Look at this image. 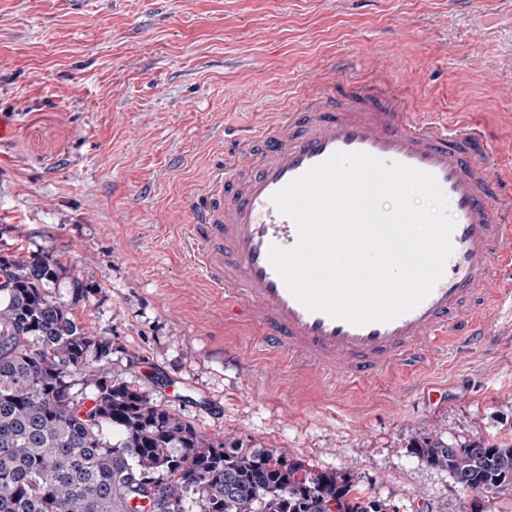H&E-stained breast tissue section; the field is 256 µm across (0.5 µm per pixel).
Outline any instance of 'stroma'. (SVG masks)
I'll return each mask as SVG.
<instances>
[{
	"label": "stroma",
	"instance_id": "stroma-1",
	"mask_svg": "<svg viewBox=\"0 0 512 512\" xmlns=\"http://www.w3.org/2000/svg\"><path fill=\"white\" fill-rule=\"evenodd\" d=\"M324 69L337 99L381 85L411 111L480 121L512 189V0H0V112L17 119L0 145V256H50L52 294L111 340L113 372L198 431L352 471L400 512H464L471 495L409 443L424 428L512 439L511 315L486 348H437L427 373L340 387L311 371L297 392L293 364L264 379L273 353L225 322L174 238L181 198L223 160L216 134ZM223 344L237 367L212 356Z\"/></svg>",
	"mask_w": 512,
	"mask_h": 512
}]
</instances>
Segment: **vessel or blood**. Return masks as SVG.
Here are the masks:
<instances>
[{
    "label": "vessel or blood",
    "instance_id": "1",
    "mask_svg": "<svg viewBox=\"0 0 512 512\" xmlns=\"http://www.w3.org/2000/svg\"><path fill=\"white\" fill-rule=\"evenodd\" d=\"M337 152L430 173L455 220L443 277L389 322L356 326L307 310L269 261L271 247L298 243L274 195ZM183 205L191 216L190 263L291 361L341 380L386 374L401 362L418 371L448 337L479 348L497 332L505 296L495 268L512 263V200L500 197L492 148L478 125L407 112L379 93L339 101L322 89L225 143L223 163L208 169L203 189Z\"/></svg>",
    "mask_w": 512,
    "mask_h": 512
}]
</instances>
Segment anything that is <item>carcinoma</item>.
I'll use <instances>...</instances> for the list:
<instances>
[{"label": "carcinoma", "instance_id": "obj_1", "mask_svg": "<svg viewBox=\"0 0 512 512\" xmlns=\"http://www.w3.org/2000/svg\"><path fill=\"white\" fill-rule=\"evenodd\" d=\"M46 255L0 256V512H383L347 470L206 435L112 374V343L49 294ZM478 495L512 491V442L411 443Z\"/></svg>", "mask_w": 512, "mask_h": 512}]
</instances>
